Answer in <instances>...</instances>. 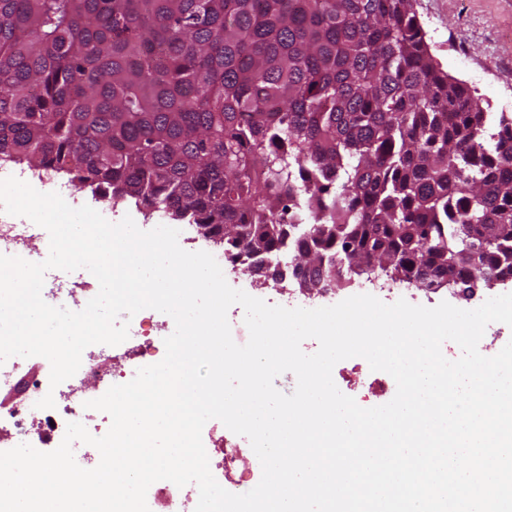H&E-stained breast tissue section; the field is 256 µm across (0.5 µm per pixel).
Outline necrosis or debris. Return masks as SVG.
Masks as SVG:
<instances>
[{
    "mask_svg": "<svg viewBox=\"0 0 512 512\" xmlns=\"http://www.w3.org/2000/svg\"><path fill=\"white\" fill-rule=\"evenodd\" d=\"M133 338L106 349L105 345L87 347L74 379L50 387V364L40 360V372L29 369L28 359L9 358L0 364V385L22 378L26 394L17 405L0 411V433L9 435L15 443H27L39 448L46 444L60 445L66 426L82 423L93 436H103L110 428L111 418L102 411L85 408L88 400L99 398L105 388L131 381L140 368L160 362L165 355L164 340L171 333L168 315L145 309L131 319ZM87 383L82 397H74V381ZM53 394L55 406L37 408L36 403L46 394ZM211 472L227 491L242 494L260 481L262 468L247 438L225 432L217 447L207 452Z\"/></svg>",
    "mask_w": 512,
    "mask_h": 512,
    "instance_id": "necrosis-or-debris-1",
    "label": "necrosis or debris"
}]
</instances>
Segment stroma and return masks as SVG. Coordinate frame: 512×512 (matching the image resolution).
Returning a JSON list of instances; mask_svg holds the SVG:
<instances>
[{"instance_id":"35a3bbf8","label":"stroma","mask_w":512,"mask_h":512,"mask_svg":"<svg viewBox=\"0 0 512 512\" xmlns=\"http://www.w3.org/2000/svg\"><path fill=\"white\" fill-rule=\"evenodd\" d=\"M415 8L442 68L466 81L491 111L512 114V0H416ZM506 293H512V282L467 300L445 289L403 290L399 296L425 307L446 301L470 310Z\"/></svg>"}]
</instances>
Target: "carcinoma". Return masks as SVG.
Segmentation results:
<instances>
[{
	"mask_svg": "<svg viewBox=\"0 0 512 512\" xmlns=\"http://www.w3.org/2000/svg\"><path fill=\"white\" fill-rule=\"evenodd\" d=\"M0 155L224 228L463 294L512 281V116L430 52L414 0H0Z\"/></svg>",
	"mask_w": 512,
	"mask_h": 512,
	"instance_id": "obj_1",
	"label": "carcinoma"
}]
</instances>
